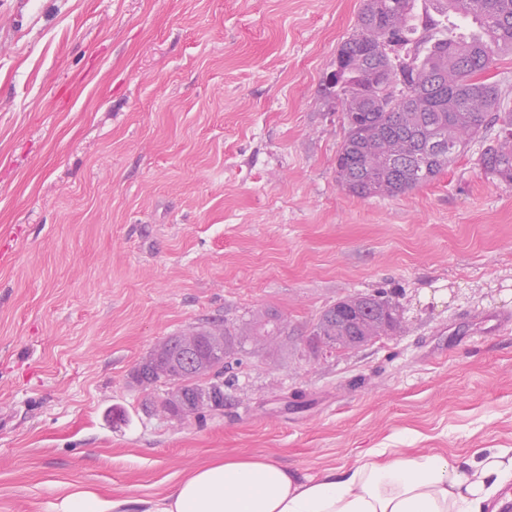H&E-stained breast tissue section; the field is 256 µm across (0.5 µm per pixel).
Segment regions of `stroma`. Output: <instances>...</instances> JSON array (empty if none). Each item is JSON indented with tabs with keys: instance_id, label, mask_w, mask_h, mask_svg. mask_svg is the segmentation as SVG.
<instances>
[{
	"instance_id": "obj_1",
	"label": "stroma",
	"mask_w": 512,
	"mask_h": 512,
	"mask_svg": "<svg viewBox=\"0 0 512 512\" xmlns=\"http://www.w3.org/2000/svg\"><path fill=\"white\" fill-rule=\"evenodd\" d=\"M363 3L0 0V512H148L228 456L512 448V184L474 142L407 193L341 189L323 84ZM358 292L395 335L312 352ZM269 309L288 334L230 355L223 411L145 412L154 347ZM120 506L121 502H106L89 493L74 492L67 496L62 512H115Z\"/></svg>"
}]
</instances>
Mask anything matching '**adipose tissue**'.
Returning <instances> with one entry per match:
<instances>
[{"mask_svg": "<svg viewBox=\"0 0 512 512\" xmlns=\"http://www.w3.org/2000/svg\"><path fill=\"white\" fill-rule=\"evenodd\" d=\"M511 483L512 448L463 460L371 448L364 462L320 478L238 458L196 468L153 512H484Z\"/></svg>", "mask_w": 512, "mask_h": 512, "instance_id": "obj_1", "label": "adipose tissue"}]
</instances>
